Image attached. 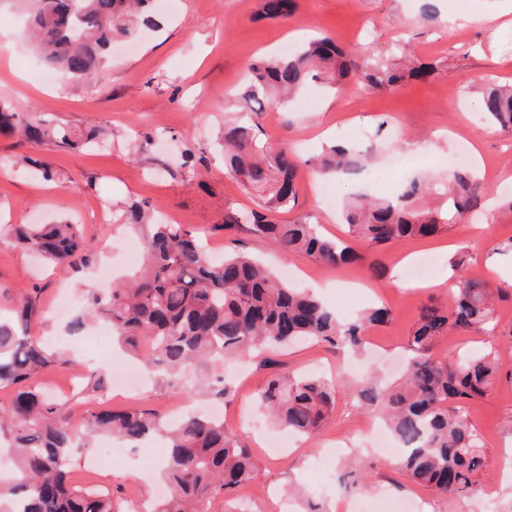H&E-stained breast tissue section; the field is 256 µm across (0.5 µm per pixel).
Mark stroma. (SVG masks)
Returning <instances> with one entry per match:
<instances>
[{"mask_svg": "<svg viewBox=\"0 0 512 512\" xmlns=\"http://www.w3.org/2000/svg\"><path fill=\"white\" fill-rule=\"evenodd\" d=\"M175 2L173 10L157 12V26L141 28L134 48L114 45L101 78L76 82L58 73L52 82L40 83L27 70L31 50L20 34L19 4L0 0V98L16 111L36 113L77 132L95 127L112 137L101 148L76 152L0 133V225L74 221L83 224L96 250L93 266L68 273L0 237V314L9 315L17 299L37 294L33 335L56 338L71 360L41 377L43 386L76 402L82 415L97 408L72 365L99 357L112 360L119 351L111 345L99 354L86 351L83 338L68 336L65 321L53 309L64 293L73 310L82 309L84 276H96L105 267L126 274L127 250L142 242L139 232L124 223V211L133 202L147 203L155 215L185 225L217 252L242 249L269 262L276 272L290 270L288 284L309 289L343 318L377 304L388 307L393 319L367 332L372 347L361 361L367 370L391 380L401 372L421 307L446 308L453 299L452 288L407 279L403 258L430 266V279H437L450 275L449 259L457 256L464 260V273L478 270L485 282L512 285V209L504 204L512 196V131L487 120L471 124L472 114L480 109L477 89L485 80L512 84V0H436L439 18L433 24L420 19L422 0H298L296 11L285 20L263 17V0ZM319 33L346 49L385 52L404 40L419 60L439 69L427 81H410L395 90H375L355 79L334 93L322 82H309L303 96L317 103L314 112L297 102L240 112L237 98L247 64ZM243 119L253 122L260 139L288 145L305 159L322 156L338 142L369 152L355 174L333 178L334 207L322 204L313 175H304L294 204L276 214L278 223L308 218L321 224L325 235L345 237L339 215L354 194L393 193L415 172L444 176L448 163L463 153L477 156L473 166L484 186L485 207L438 236L366 249L367 260L385 270L379 278L370 277L365 263L333 267L303 254L284 253L244 224L233 232L221 231L225 215L258 204L240 181L225 176L224 159L213 145L224 123ZM148 133L154 137L152 144L138 161H130L128 141ZM36 160L51 166L53 180L35 176ZM186 161L198 172L194 180L184 176ZM477 224L485 225L483 234L474 233ZM495 316L496 335L480 329L451 332L435 347L436 353L457 356L493 346L503 359L491 389L465 411L486 443V466L464 496L451 498L415 487L392 466L391 456L364 452L350 432L368 412L343 388L321 433L310 439L290 437L279 455L266 453L264 440L281 431L257 404L267 378L278 371L330 376L345 368L342 351L308 343L225 365L231 393L221 404L224 425L262 458L263 468L244 492L216 498L209 512H308L312 507L341 512L344 463L359 451L371 473L369 487L360 494V512H382L389 499L405 500L404 512H487L493 503L505 510L512 507V476L506 472L512 456V296L498 302ZM197 387L194 379L170 386L149 380L130 397L113 392L111 405L165 411ZM336 434L347 437L336 454L337 478L316 485L315 457L327 451L329 437ZM79 440L76 472L110 489L119 512H131L133 497L145 501L154 496V478L144 476L137 463L146 454L160 458L162 444L127 449L113 457L111 467L94 471L89 454L101 439L84 431Z\"/></svg>", "mask_w": 512, "mask_h": 512, "instance_id": "1", "label": "stroma"}]
</instances>
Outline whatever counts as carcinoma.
I'll return each mask as SVG.
<instances>
[{
  "label": "carcinoma",
  "instance_id": "obj_1",
  "mask_svg": "<svg viewBox=\"0 0 512 512\" xmlns=\"http://www.w3.org/2000/svg\"><path fill=\"white\" fill-rule=\"evenodd\" d=\"M26 6L30 43L56 70L75 81L93 78L117 39H132L150 0H18ZM297 0H265V15L287 19ZM434 63L409 62L399 68L395 55L348 51L328 36L315 38L290 53L260 58L248 67V86L241 100L252 111L267 95L290 98L310 80H325L340 92L358 74L374 89H395L405 79L425 81ZM481 111L502 129L512 130V85L480 87ZM0 129L27 141H53L75 150L94 148L100 132L80 136L37 115L14 111L0 100ZM224 148V173L259 195V209L242 212L219 229L230 232L243 222L279 250L304 252L329 266L364 260L357 249L319 232L309 220L279 224L275 214L297 195L301 167L313 173H347L362 164L364 153L337 145L320 159L299 162L283 146L257 138L252 128L226 124L217 136ZM483 186L465 166L448 179H409L391 197L354 195L343 219L350 238L372 247L402 239L430 237L480 205ZM128 224L145 239L143 261L134 278L107 290L91 288L85 309L69 325L74 336L95 321L112 330V339L136 354L142 364L172 381L202 374L211 395L224 398L229 389L220 370L224 360L243 358L258 346L280 349L309 341L344 345L356 351L365 333L392 319L386 307H374L352 321L340 320L312 294L291 288L270 267L244 251L210 259L203 242L182 224L153 220L141 203L128 207ZM13 245L36 252L65 270L94 259L80 224H25L11 229ZM463 262L452 261L456 285L452 306L426 305L409 338V356L401 381L381 385L369 376L358 383L344 377L272 375L260 404L279 425L312 437L321 432L334 407L339 387L380 416L403 446L398 469L419 486L453 497L470 488L483 469L485 453L479 434L461 412L491 388L501 369L497 351L487 349L457 358L432 353L433 344L449 332L482 328L495 333V301L505 290L462 274ZM37 309L28 297L13 317L0 318V391L12 389L0 406V435L10 438L13 468L0 475V512H115L112 492L78 486L73 476V449L78 430L86 427L111 435L132 448L154 434L168 440L160 477L168 496L152 512H208L219 496L237 493L259 470L257 458L224 422L189 415L171 423L155 409H101L78 419L67 402L39 389L36 379L70 360L30 333ZM111 368L85 374V390H107Z\"/></svg>",
  "mask_w": 512,
  "mask_h": 512
}]
</instances>
